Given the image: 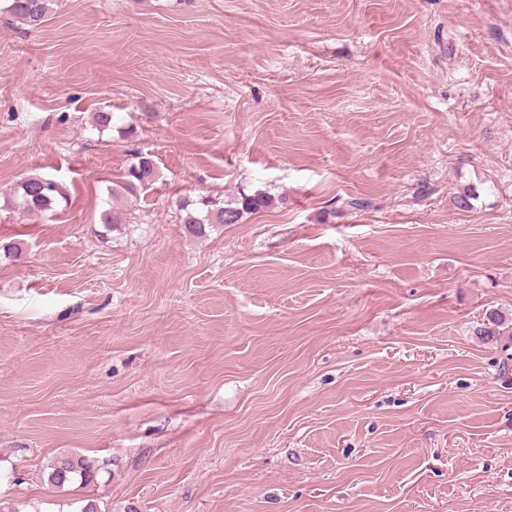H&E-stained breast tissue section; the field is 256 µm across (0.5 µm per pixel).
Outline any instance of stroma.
I'll list each match as a JSON object with an SVG mask.
<instances>
[{"label": "stroma", "instance_id": "stroma-1", "mask_svg": "<svg viewBox=\"0 0 512 512\" xmlns=\"http://www.w3.org/2000/svg\"><path fill=\"white\" fill-rule=\"evenodd\" d=\"M6 6L0 192L63 195L0 199V512H512L475 332L512 314V0ZM138 149L158 179L110 200ZM256 190L288 201L186 231ZM69 453L99 484L51 488ZM8 11L11 16L31 29H38L48 21L52 0H10ZM60 184L50 176L30 175L22 178L9 189L10 198L18 208L28 214H39L52 209L59 196ZM273 198L257 190L253 193L240 192L230 200H220L209 195H200L195 199L179 200V207L186 212L183 224L189 233L203 236L206 226L214 224H238L247 214H253L271 207Z\"/></svg>", "mask_w": 512, "mask_h": 512}]
</instances>
